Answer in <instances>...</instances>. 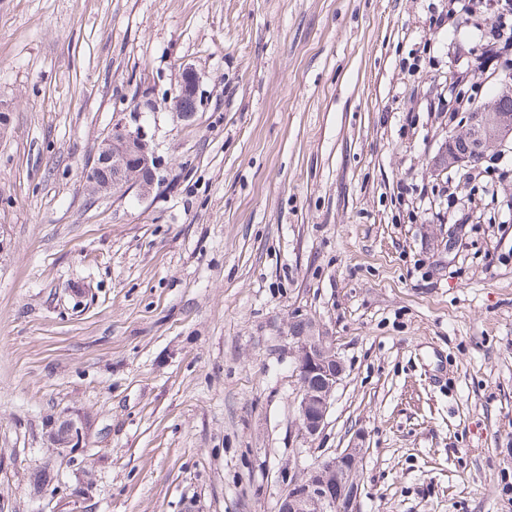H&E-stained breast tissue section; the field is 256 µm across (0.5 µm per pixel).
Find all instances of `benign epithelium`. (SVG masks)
<instances>
[{
    "instance_id": "benign-epithelium-1",
    "label": "benign epithelium",
    "mask_w": 512,
    "mask_h": 512,
    "mask_svg": "<svg viewBox=\"0 0 512 512\" xmlns=\"http://www.w3.org/2000/svg\"><path fill=\"white\" fill-rule=\"evenodd\" d=\"M196 74L183 69L172 110L188 118L192 111L186 102L195 98ZM472 122L466 133L448 145V152L438 159L439 167L465 168L471 162L467 150L473 138ZM83 177L94 193L124 194L132 185L146 196L157 181V166L149 146L139 130L117 124L102 140L96 156L86 166ZM295 356L294 373L301 390L298 401L300 435L317 438L325 428L336 384L344 373L331 337L315 322L305 319L302 327L290 328ZM61 438H53L51 449L61 457L84 451L83 431L77 422L65 419L58 428ZM366 449L357 446L323 451L313 464L291 479L279 501L280 512H360V463Z\"/></svg>"
}]
</instances>
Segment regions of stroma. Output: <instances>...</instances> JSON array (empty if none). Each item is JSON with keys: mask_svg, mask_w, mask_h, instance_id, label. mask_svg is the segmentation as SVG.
<instances>
[{"mask_svg": "<svg viewBox=\"0 0 512 512\" xmlns=\"http://www.w3.org/2000/svg\"><path fill=\"white\" fill-rule=\"evenodd\" d=\"M447 4L0 0L5 512H275L314 449L352 445L360 512H512V153L436 165L482 42ZM118 123L150 195L83 178ZM301 318L345 369L313 443ZM196 90V74L191 67L183 69V77L178 92L172 99V110L183 118L190 117L193 112L186 108V102L190 100V106L194 108ZM58 431L62 438L58 440L56 435L53 437L51 449L54 453L61 457H73L84 451L83 431L77 422L71 419L62 420Z\"/></svg>", "mask_w": 512, "mask_h": 512, "instance_id": "1", "label": "stroma"}]
</instances>
